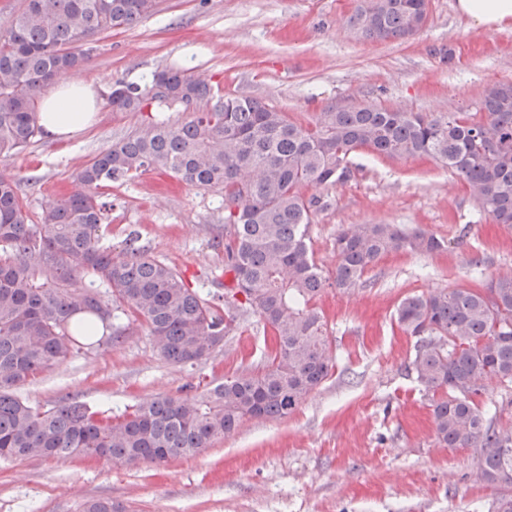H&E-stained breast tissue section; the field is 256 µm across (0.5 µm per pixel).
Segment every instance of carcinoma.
Returning a JSON list of instances; mask_svg holds the SVG:
<instances>
[{
	"instance_id": "cac0c4a2",
	"label": "carcinoma",
	"mask_w": 512,
	"mask_h": 512,
	"mask_svg": "<svg viewBox=\"0 0 512 512\" xmlns=\"http://www.w3.org/2000/svg\"><path fill=\"white\" fill-rule=\"evenodd\" d=\"M155 0H25L0 34V157L19 155L40 133L38 97L85 62L91 36L151 15ZM427 0H359L348 24L363 39H405L428 22ZM108 96L115 112L150 110L135 133L76 175L77 188L45 204L39 223L0 172V459L78 456L166 463L232 435L248 419H282L331 374L332 343L315 304L328 289L348 294L386 255L429 254L445 241L396 224H352L335 239L336 265L316 263L312 217L325 207L308 185L344 183L350 156L428 157L468 188L479 212L512 227V83L488 87L479 111L427 115L363 104L329 107L310 126L249 95H222L188 69L166 68ZM189 119L167 111L181 103ZM163 170L192 187L224 193V295L205 298L174 268L132 247L123 258L102 244L106 203L99 189ZM243 291V298L232 297ZM273 343L264 367L165 396L112 417L82 402L42 409L16 390L86 346L116 345V320L143 321L160 354L195 366L245 314ZM396 320L416 338L409 368L430 396L437 442L468 448L474 480L512 485V424L480 404L487 384H512V274L483 288H452L402 299ZM82 512H124L90 498Z\"/></svg>"
}]
</instances>
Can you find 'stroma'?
<instances>
[{"label":"stroma","instance_id":"35a3bbf8","mask_svg":"<svg viewBox=\"0 0 512 512\" xmlns=\"http://www.w3.org/2000/svg\"><path fill=\"white\" fill-rule=\"evenodd\" d=\"M456 0H430L424 30L405 40H362L348 19L358 0H157L138 24L90 38L75 68L88 82L140 83L153 72L191 70L224 94L263 99L290 119L312 121L336 106L373 103L412 112H475L484 90L512 82V25L477 27ZM453 60H446V51ZM100 101L74 137H37L0 158L15 174L30 219L71 192L77 170L146 121ZM354 176L303 187L326 206L310 247L326 270L334 240L351 224H396L443 238L444 250L383 257L349 295L317 302L336 355L329 378L294 414L253 419L196 455L158 465L73 457L0 461V512H82L92 497L126 512H487L499 489L476 483L471 450L435 440L429 400L406 369L414 339L394 315L408 295L469 288L512 273V228L479 215L447 168L418 158L357 150ZM112 205L103 243L122 256L129 234L152 258L203 292L224 291L223 193L153 171L105 189ZM264 325L238 320L223 346L195 366L167 362L142 322L115 347L81 350L18 389L29 403L80 401L119 414L264 366Z\"/></svg>","mask_w":512,"mask_h":512}]
</instances>
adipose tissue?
I'll return each mask as SVG.
<instances>
[{"instance_id": "1", "label": "adipose tissue", "mask_w": 512, "mask_h": 512, "mask_svg": "<svg viewBox=\"0 0 512 512\" xmlns=\"http://www.w3.org/2000/svg\"><path fill=\"white\" fill-rule=\"evenodd\" d=\"M457 12L478 26H505L512 22V0H457ZM105 83H89L63 73L39 105V124L45 136L59 139L84 129L94 114Z\"/></svg>"}]
</instances>
